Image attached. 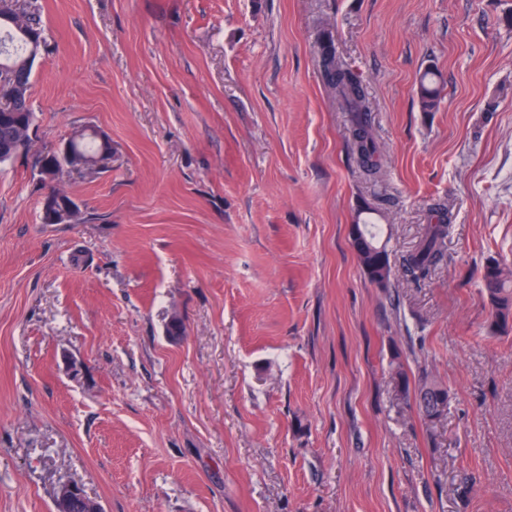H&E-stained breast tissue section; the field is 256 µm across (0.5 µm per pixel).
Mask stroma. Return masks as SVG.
<instances>
[{"label":"stroma","mask_w":512,"mask_h":512,"mask_svg":"<svg viewBox=\"0 0 512 512\" xmlns=\"http://www.w3.org/2000/svg\"><path fill=\"white\" fill-rule=\"evenodd\" d=\"M37 3L36 138L0 165V512H53L67 482L104 512H512V334L480 294L512 265V0ZM328 37L381 181L317 66ZM84 126L112 168L66 174L84 218L43 223L36 153ZM438 204L444 257L416 281ZM367 207L386 288L351 243ZM424 373L435 421L402 393ZM319 67L325 85L344 112L350 115L352 153L367 175L382 174V151L372 125L371 107L361 80L337 57L330 38L323 44ZM441 92L440 75L432 69H427L420 77L417 88L418 100L422 111H435L440 103ZM435 210L439 214L437 222L426 226L416 247L402 259L404 274L413 279L428 277L443 257V244L451 225L447 211L442 208ZM416 396L418 409L425 418L430 409L438 407L440 398H442V404L447 403L448 389L428 375H422L418 380Z\"/></svg>","instance_id":"obj_1"}]
</instances>
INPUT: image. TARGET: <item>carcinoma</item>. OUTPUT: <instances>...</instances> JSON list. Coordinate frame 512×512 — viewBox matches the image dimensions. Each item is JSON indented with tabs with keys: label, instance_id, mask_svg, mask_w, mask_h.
<instances>
[{
	"label": "carcinoma",
	"instance_id": "obj_1",
	"mask_svg": "<svg viewBox=\"0 0 512 512\" xmlns=\"http://www.w3.org/2000/svg\"><path fill=\"white\" fill-rule=\"evenodd\" d=\"M43 34L36 3L22 7L17 0H0V164L12 161L31 146L30 131L35 127V112L30 104L32 71L37 52L46 42L33 43L30 36ZM319 67L334 99L350 115L352 153L356 161L367 175L380 177L382 151L373 131L371 107L361 80L336 57L329 41L321 48ZM441 92L440 75L432 69L426 70L417 88L422 111H435ZM69 141L70 154L61 156L49 150L37 160L44 185L52 186L65 173L95 174L111 168L109 138L101 142L76 130ZM437 213V222L426 226L416 247L402 259L404 274L413 279L428 277L443 257L450 224L447 211L439 208ZM354 228L367 244L366 248L356 250L365 275L377 287H388L392 268L385 248L378 243L377 232L367 220L355 224ZM481 283V293L489 307L491 331L496 335L512 333V269L493 259L484 267ZM416 396L418 409L424 416L437 408L438 403H447L448 389L423 375L418 380Z\"/></svg>",
	"mask_w": 512,
	"mask_h": 512
}]
</instances>
